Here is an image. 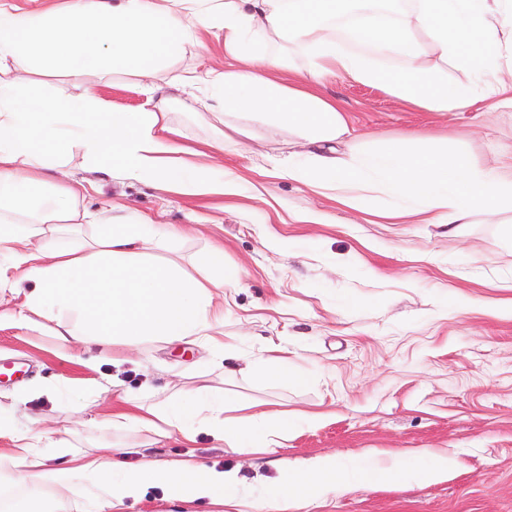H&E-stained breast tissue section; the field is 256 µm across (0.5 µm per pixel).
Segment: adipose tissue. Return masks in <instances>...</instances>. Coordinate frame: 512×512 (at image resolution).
Here are the masks:
<instances>
[{"mask_svg":"<svg viewBox=\"0 0 512 512\" xmlns=\"http://www.w3.org/2000/svg\"><path fill=\"white\" fill-rule=\"evenodd\" d=\"M214 31L223 32L231 65L184 66L187 49H205L203 36ZM509 52L512 0H65L56 7L29 0L24 9L0 0V251L16 271L0 275V288L34 285L15 322L32 325L36 314L54 321L64 355L82 342L108 345L117 338L134 349L149 336L220 348L223 248L199 257L205 275L198 278L179 263L149 259L150 251L183 236L181 227L82 208L79 182L50 196L35 190L46 173L62 172L77 149L88 168L105 174L187 196L223 192V168L210 155L187 151L164 121L177 92L197 91V104L212 113H243L295 133L309 149L278 164L277 172L354 210H364L376 194L396 201L393 217L430 224H460L479 209H512V174L476 167L425 138L377 140L339 157L323 152L349 133L342 107L323 92L329 80L374 86L449 114L501 92L494 73ZM450 61L472 70V85L448 82L443 66ZM111 73L137 78L144 108L111 110L89 89L79 95L64 86L49 95L32 89L37 74ZM87 224L104 231L81 247H58L61 226ZM110 423L118 431L138 427L187 440L205 431L240 454L281 444L295 426L276 410L225 424L223 402L203 389L188 402L115 414ZM1 436L10 445L0 448V465L22 485L47 478L56 512L79 478L95 487L88 512H120L150 485L170 500L206 499L225 512L247 506L293 512L298 501L321 500L362 481L437 482L456 465L440 455L405 468L387 456L365 469L319 456L284 474L277 497L253 502L240 494L235 470L185 461L117 475L102 451L72 455L67 468L47 473L40 449L52 442L51 429L34 422L21 430L0 427Z\"/></svg>","mask_w":512,"mask_h":512,"instance_id":"adipose-tissue-1","label":"adipose tissue"}]
</instances>
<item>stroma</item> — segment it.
<instances>
[{"instance_id":"stroma-1","label":"stroma","mask_w":512,"mask_h":512,"mask_svg":"<svg viewBox=\"0 0 512 512\" xmlns=\"http://www.w3.org/2000/svg\"><path fill=\"white\" fill-rule=\"evenodd\" d=\"M93 86L113 109L146 101L134 78L117 74L70 82ZM328 93L345 107L353 136L396 138L412 132L447 137L476 165L512 169V90L443 117L402 103L376 87L342 79ZM169 123L183 142L206 149L209 115L174 101ZM251 135L217 152L238 177L230 194L189 197L148 183L85 170L81 152L66 169L95 184L94 211L118 205L162 224L184 225L172 249L154 252L194 270L209 245L224 247L234 286L224 291L225 351L146 338L128 349L80 346L63 356L49 318L19 327L12 314L23 296L0 297V367L25 374L0 382V422L71 430L76 450L116 445L115 470L157 461L191 460L236 469L255 497L276 490L281 471L325 454L365 462L376 448L395 455L445 451L462 466L430 484L353 485L304 504L300 512H512V248L500 239L508 210L472 213L449 236L444 224H393L388 197L362 212L272 172L297 150L296 137L254 124ZM308 376L306 385L260 378L252 363L271 349ZM225 402L224 416L260 408L298 416L282 446L240 455L199 433L160 439L148 432L113 434L106 419L124 398L163 406L199 387ZM122 512H214L205 500L174 502L147 487Z\"/></svg>"}]
</instances>
